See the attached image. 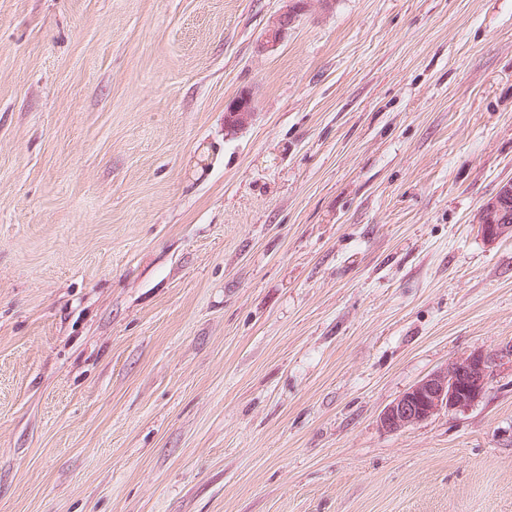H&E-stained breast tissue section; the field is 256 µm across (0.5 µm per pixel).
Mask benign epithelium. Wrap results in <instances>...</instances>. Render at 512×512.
I'll use <instances>...</instances> for the list:
<instances>
[{"label": "benign epithelium", "instance_id": "obj_1", "mask_svg": "<svg viewBox=\"0 0 512 512\" xmlns=\"http://www.w3.org/2000/svg\"><path fill=\"white\" fill-rule=\"evenodd\" d=\"M287 2L289 5L266 26L259 44L261 50L276 49L299 15L310 6L311 0ZM226 111L230 112V117L226 118L228 127L242 128L252 117L253 101L241 94L227 105ZM477 224L480 235L489 243L512 236V183L484 202ZM497 360V354L478 350L425 376L382 411L381 426L398 431L426 421L443 409L456 412L467 408L482 397L496 371Z\"/></svg>", "mask_w": 512, "mask_h": 512}]
</instances>
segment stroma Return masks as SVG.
<instances>
[{"mask_svg": "<svg viewBox=\"0 0 512 512\" xmlns=\"http://www.w3.org/2000/svg\"><path fill=\"white\" fill-rule=\"evenodd\" d=\"M0 0V512H512V0ZM249 94L231 132L227 104ZM289 5L278 12L266 26L259 48L261 51H272L282 42L288 29L295 23L299 15L310 6L311 0H285ZM225 112H230L231 118H226V124L231 129H239L247 125L254 112L252 99L244 94H240L233 99L226 107ZM512 183L505 186L498 195L484 202L478 214L477 224L480 235L489 243L512 236ZM497 360L496 353L478 350L425 376L382 411L381 426L398 431L426 421L443 409L456 412L467 408L482 397Z\"/></svg>", "mask_w": 512, "mask_h": 512, "instance_id": "35a3bbf8", "label": "stroma"}]
</instances>
